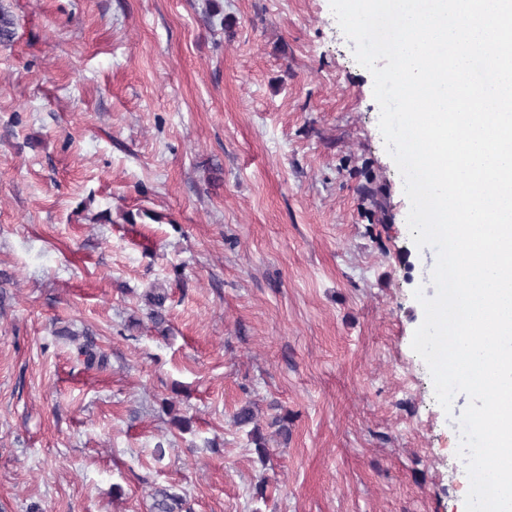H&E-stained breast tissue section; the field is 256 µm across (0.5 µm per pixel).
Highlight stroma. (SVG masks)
<instances>
[{"label": "stroma", "instance_id": "obj_1", "mask_svg": "<svg viewBox=\"0 0 512 512\" xmlns=\"http://www.w3.org/2000/svg\"><path fill=\"white\" fill-rule=\"evenodd\" d=\"M0 10V512H465L468 398L411 348L436 252L329 0ZM236 423L241 426L254 424L253 429L250 431V437L256 446L261 457H265L269 453V449L266 446V441L262 433L260 432L259 426L255 423V414L249 405L242 406L235 416ZM153 512H181L183 497L168 488H157L152 494Z\"/></svg>", "mask_w": 512, "mask_h": 512}]
</instances>
